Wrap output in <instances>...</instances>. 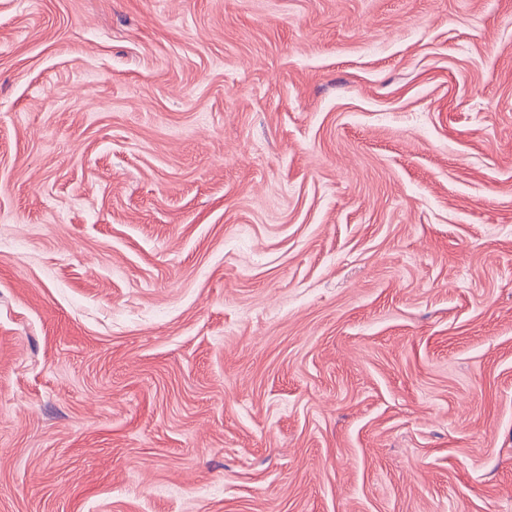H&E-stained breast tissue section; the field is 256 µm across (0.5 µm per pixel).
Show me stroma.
<instances>
[{
    "instance_id": "stroma-1",
    "label": "stroma",
    "mask_w": 512,
    "mask_h": 512,
    "mask_svg": "<svg viewBox=\"0 0 512 512\" xmlns=\"http://www.w3.org/2000/svg\"><path fill=\"white\" fill-rule=\"evenodd\" d=\"M0 512H512V0H0Z\"/></svg>"
}]
</instances>
